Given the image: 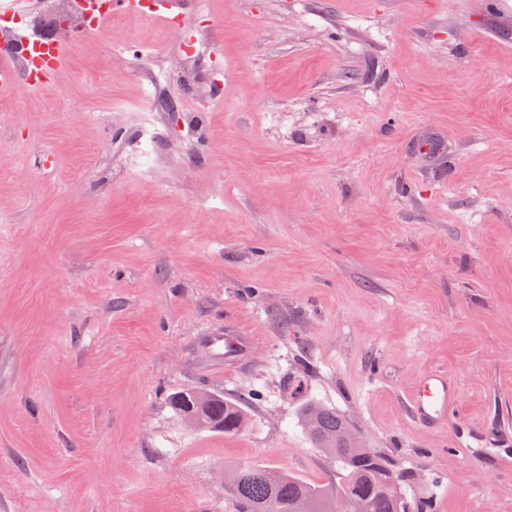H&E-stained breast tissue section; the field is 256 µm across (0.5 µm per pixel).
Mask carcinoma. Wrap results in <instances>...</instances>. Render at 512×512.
I'll return each mask as SVG.
<instances>
[{
  "mask_svg": "<svg viewBox=\"0 0 512 512\" xmlns=\"http://www.w3.org/2000/svg\"><path fill=\"white\" fill-rule=\"evenodd\" d=\"M211 415L224 422V432L237 431L236 422L243 417L239 403L223 398L216 400ZM301 416L307 421L309 434L321 448L333 449L340 465L336 482L314 485L288 473H281V482L270 485L264 474L268 466L237 465L227 471L225 485L238 512H320L327 497H336L344 485L353 484L352 512H399L394 502L381 494L385 479L405 481L396 469L375 448H361L353 440L347 421L328 408L304 406Z\"/></svg>",
  "mask_w": 512,
  "mask_h": 512,
  "instance_id": "1",
  "label": "carcinoma"
}]
</instances>
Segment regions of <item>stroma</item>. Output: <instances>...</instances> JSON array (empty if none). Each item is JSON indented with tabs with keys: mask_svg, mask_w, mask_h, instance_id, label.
Returning a JSON list of instances; mask_svg holds the SVG:
<instances>
[{
	"mask_svg": "<svg viewBox=\"0 0 512 512\" xmlns=\"http://www.w3.org/2000/svg\"><path fill=\"white\" fill-rule=\"evenodd\" d=\"M179 2L0 98V512H236L242 463L330 483L305 404L423 512H512V0ZM431 371L442 428L408 415ZM244 342V336L211 335L204 338V344L213 360L228 368L238 364ZM460 390L447 372L432 371L422 377L419 389L410 406L411 417L439 427L448 422V413L457 403ZM186 395L191 397V402L182 412L184 415L194 423H205L213 426L222 427L224 422V433L236 432L243 426V421L239 422L238 429L236 422L239 418H243V412L238 402L229 401L220 397L214 403L211 415L218 419L216 421L210 416V409L214 398L210 394H203L197 391H187Z\"/></svg>",
	"mask_w": 512,
	"mask_h": 512,
	"instance_id": "1",
	"label": "stroma"
}]
</instances>
